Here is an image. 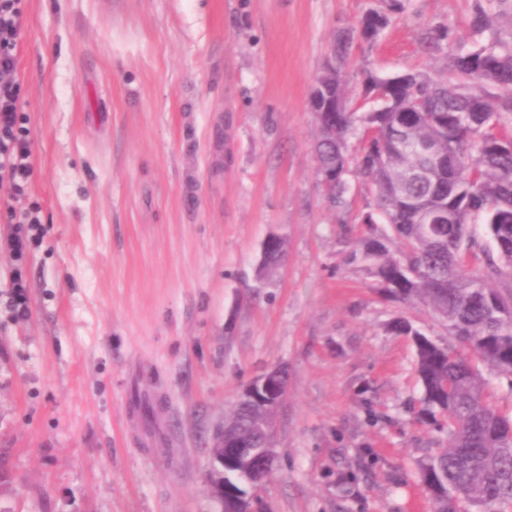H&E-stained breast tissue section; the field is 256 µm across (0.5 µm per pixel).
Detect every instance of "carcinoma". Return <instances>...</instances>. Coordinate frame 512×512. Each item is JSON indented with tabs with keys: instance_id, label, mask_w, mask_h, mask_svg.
<instances>
[{
	"instance_id": "carcinoma-1",
	"label": "carcinoma",
	"mask_w": 512,
	"mask_h": 512,
	"mask_svg": "<svg viewBox=\"0 0 512 512\" xmlns=\"http://www.w3.org/2000/svg\"><path fill=\"white\" fill-rule=\"evenodd\" d=\"M504 2L482 0L473 26L490 28ZM357 35L364 31L338 35L336 59H346ZM380 89L402 107L419 100L424 111L325 113L336 139L317 138V172L336 171L330 195L340 202L348 141L375 132L355 165L375 188L379 214H367L368 236L347 261L388 299L429 307L459 344L443 347L405 320L395 324L416 349L418 419L447 437L418 466V478L434 512H512V417L492 405L480 369L512 374V133H493L512 126V41L451 52L445 79L365 76L364 96ZM430 142L439 149L435 158L422 150ZM476 218L493 256L470 230ZM266 255L260 278L286 261V239L271 235ZM503 279L505 292L493 287ZM274 416L260 399L233 402L224 418L225 493L243 491L245 465L234 444L261 447Z\"/></svg>"
}]
</instances>
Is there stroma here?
Here are the masks:
<instances>
[{
    "label": "stroma",
    "instance_id": "stroma-1",
    "mask_svg": "<svg viewBox=\"0 0 512 512\" xmlns=\"http://www.w3.org/2000/svg\"><path fill=\"white\" fill-rule=\"evenodd\" d=\"M383 0H25L18 47L45 229L0 250V512H218L210 449L239 391L288 372L274 419L269 512H433L414 474L439 438L404 318L347 255L375 188L342 203L316 172L312 86L337 35ZM476 0H403L341 74L445 77L438 28L470 49ZM287 263L262 283L268 234ZM29 316L6 305L14 273ZM278 368L279 367H273L265 371L262 375L251 381L240 393L248 392L255 395L258 392H263L265 395L269 396L271 393L276 391L279 386H281L285 394L279 400L277 406L278 410L288 391V384H283L279 381L281 373L278 371Z\"/></svg>",
    "mask_w": 512,
    "mask_h": 512
}]
</instances>
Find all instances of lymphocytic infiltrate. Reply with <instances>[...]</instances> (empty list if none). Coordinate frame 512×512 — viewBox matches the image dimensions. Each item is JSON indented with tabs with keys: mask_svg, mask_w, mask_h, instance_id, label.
Here are the masks:
<instances>
[{
	"mask_svg": "<svg viewBox=\"0 0 512 512\" xmlns=\"http://www.w3.org/2000/svg\"><path fill=\"white\" fill-rule=\"evenodd\" d=\"M23 0H0V184H8L10 203L0 205V219L13 224L8 247L22 260L39 233L37 208L16 209L15 199L25 195L34 171L28 117L21 104L17 78V48L24 32Z\"/></svg>",
	"mask_w": 512,
	"mask_h": 512,
	"instance_id": "f902f5d3",
	"label": "lymphocytic infiltrate"
}]
</instances>
